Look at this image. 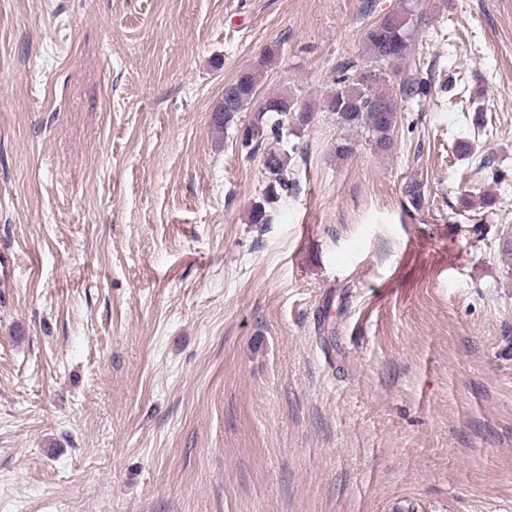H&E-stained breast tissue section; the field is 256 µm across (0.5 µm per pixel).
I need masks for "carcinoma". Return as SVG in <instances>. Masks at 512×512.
I'll use <instances>...</instances> for the list:
<instances>
[{"label": "carcinoma", "instance_id": "obj_1", "mask_svg": "<svg viewBox=\"0 0 512 512\" xmlns=\"http://www.w3.org/2000/svg\"><path fill=\"white\" fill-rule=\"evenodd\" d=\"M429 24L424 0H401L398 9L379 17L364 31L368 56L349 60L333 79L334 89L323 99L322 109L336 114L352 129H362L379 152L394 143L401 102H421L433 95V80L420 73L415 38ZM276 50L267 49L258 62L228 83L224 101L216 106L212 127L219 133L237 123L243 112L253 113L241 131L242 145L264 149L263 167L268 174L264 191L273 202L296 185L292 155L284 147L283 131L290 124L306 126L315 109L298 105L297 96L286 90L258 97V89Z\"/></svg>", "mask_w": 512, "mask_h": 512}]
</instances>
